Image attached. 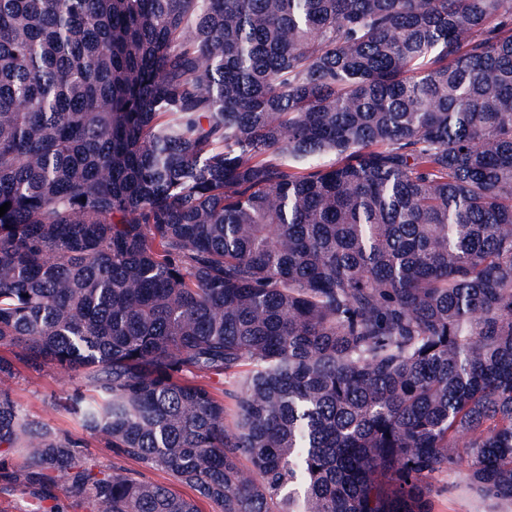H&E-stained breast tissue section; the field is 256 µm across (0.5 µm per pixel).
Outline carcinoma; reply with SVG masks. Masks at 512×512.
<instances>
[{
    "label": "carcinoma",
    "instance_id": "carcinoma-1",
    "mask_svg": "<svg viewBox=\"0 0 512 512\" xmlns=\"http://www.w3.org/2000/svg\"><path fill=\"white\" fill-rule=\"evenodd\" d=\"M0 490L53 512L512 504V0H0ZM232 380L217 395L211 379ZM11 382V395L22 407L32 413L46 427L64 431L85 439L83 448L88 458L103 466H112L116 460L95 435L81 429L74 417L65 409L64 402L74 387L81 382L76 372L51 368L41 375H31L23 366ZM126 468L132 470L143 480L172 487L180 495L191 498L194 496L193 491L186 485L177 483L173 476L167 470L160 467H148L140 463L135 462H123L121 463ZM458 479L454 474L440 472L430 479L434 512H512V507L484 501L470 494L463 487L454 495H448V479Z\"/></svg>",
    "mask_w": 512,
    "mask_h": 512
}]
</instances>
